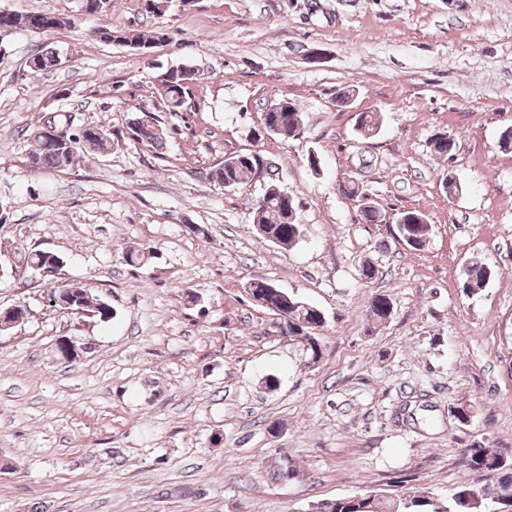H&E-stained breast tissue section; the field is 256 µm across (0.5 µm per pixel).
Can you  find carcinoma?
<instances>
[{
	"instance_id": "obj_1",
	"label": "carcinoma",
	"mask_w": 512,
	"mask_h": 512,
	"mask_svg": "<svg viewBox=\"0 0 512 512\" xmlns=\"http://www.w3.org/2000/svg\"><path fill=\"white\" fill-rule=\"evenodd\" d=\"M74 19L55 13L0 12V28L13 30L25 29L32 32H51L65 27H73ZM103 41L110 39L137 44L149 50L163 38L162 27L155 26L148 31L131 28L122 24L108 22L98 26ZM59 55L56 49L44 46L35 52L29 60V68L34 72L48 71L58 66ZM193 72L195 68L181 65L171 71H165L160 78V88L166 99L168 111L177 112L184 103L187 89L181 85L182 73ZM265 131L270 136L288 139L298 135L303 125L300 112L291 102L283 99L273 103L265 112ZM380 124L379 117L373 112H362L356 121L358 135L373 137ZM130 138L138 144L152 149L164 145L167 132L162 122L151 113H143L128 123ZM35 148L29 153V161L36 170L53 169L64 171L70 168L71 159L76 152H105L112 145V131L102 125L87 124L71 132L64 140H49L42 129L34 133ZM434 153L447 158L454 156L455 142L447 134L437 133L430 140ZM260 177L265 184L263 202L254 207V226L261 229V236L283 248L294 246L303 236V225L296 218L297 205L292 195L286 194L278 179L276 166L261 151L233 153L224 160L203 171L208 183L223 185L227 188H240ZM432 234V225L420 211L408 210L400 213L396 224V235L413 250L425 248ZM488 267L481 262H472L464 269L463 288L469 293L478 292L486 283ZM61 289L69 303L75 307L86 306V311L98 323L112 321V309L106 306H93L91 302L100 300L84 289L71 283H64ZM278 304L288 312L292 323L288 324V335L305 339L310 355H320V345L316 339V330L325 324L323 312L286 293L278 298ZM392 305L380 296L375 298L369 308L371 318L382 322L391 316ZM463 465L471 470H487L497 473L493 492L500 499L512 501V458L504 456L496 448L471 445ZM274 476L280 481H289L299 477V469L292 462L283 459L276 466ZM490 499L485 492L475 491L465 484L446 500L435 497L426 490L412 491L401 498H391L377 494L357 495L317 502L319 512H489Z\"/></svg>"
}]
</instances>
